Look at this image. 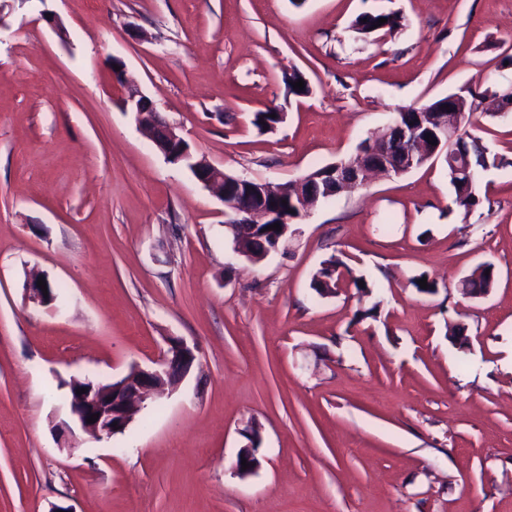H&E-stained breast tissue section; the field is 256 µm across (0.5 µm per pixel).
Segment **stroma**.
Listing matches in <instances>:
<instances>
[{"label": "stroma", "instance_id": "1", "mask_svg": "<svg viewBox=\"0 0 512 512\" xmlns=\"http://www.w3.org/2000/svg\"><path fill=\"white\" fill-rule=\"evenodd\" d=\"M381 11L405 28L351 29ZM118 63L196 155L282 184L399 108L512 86V0H0V512H512V113L472 116L495 163L468 219L426 165L233 262L223 201L140 130ZM268 108L285 120L262 132ZM332 255L369 293L312 289ZM483 262L495 287L463 295ZM33 271L52 304L29 301ZM171 337L197 361L121 440L72 425L67 382ZM380 18L387 19L386 23H383L377 28V21ZM363 19H367V22H363ZM406 26L405 18L398 12H376V13H362L358 15L352 22L350 27L357 33L368 36L376 33H383V35H394L401 31ZM289 233V231H288ZM288 233L287 231H284L280 236H274L275 243L273 247L268 248L263 241L261 243L264 246V250L260 255H254L251 252L245 250L240 245H238L236 242H233V248H232V254L231 259L237 260L239 258H244L250 262H256L264 259L272 252H278L280 247L288 240ZM268 248V249H267Z\"/></svg>", "mask_w": 512, "mask_h": 512}]
</instances>
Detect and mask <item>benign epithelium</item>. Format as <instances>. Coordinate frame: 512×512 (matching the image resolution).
I'll return each mask as SVG.
<instances>
[{"instance_id":"1","label":"benign epithelium","mask_w":512,"mask_h":512,"mask_svg":"<svg viewBox=\"0 0 512 512\" xmlns=\"http://www.w3.org/2000/svg\"><path fill=\"white\" fill-rule=\"evenodd\" d=\"M117 78L125 89V104L130 106L137 123L150 130L155 146L165 159L185 166L204 187L216 191L224 202L226 215L229 216L225 227L231 232H236L239 224H262L275 216L279 217V223H289L287 213L283 212L278 216L275 207L271 206L273 197L288 190L301 200L302 206L298 207L301 213L333 194V190L328 187L323 196L318 193L307 195L302 192L304 181L301 179L289 187H273L267 181L244 176L236 177L237 193H229L225 188L226 172L205 158L196 156L189 149L176 153V146L184 142L177 128L159 118L153 101L143 95L134 82L126 78L125 69L117 72ZM473 111L475 107L466 105L456 95H450L440 102L439 111L432 117L437 141L451 146L447 161L455 177L465 176L470 179L473 176L465 152L454 145L468 119V113ZM425 154L424 144L410 137L400 117L396 115L383 126L376 137L365 144V151L332 168L327 176L332 184L339 182L346 189H355L364 185L372 174L389 176L407 173ZM287 240L288 233L284 232L275 237L273 247L264 249L259 255H254L235 243L231 259L260 261L270 253L279 251ZM196 352L195 345L190 346L179 338L169 339L167 351L154 362V366L142 367L135 364L122 378L108 384H93L86 392L74 395L70 403L72 416L91 439L102 441L109 438L113 431L128 428L138 408L151 394L160 392L167 386H174L185 377L196 360ZM92 414L98 415V419L89 423L87 418ZM245 438L248 439V444L240 448L237 458L246 459L249 468L244 470L241 462H236L237 472L241 475L258 468V463L254 461L252 432H247Z\"/></svg>"}]
</instances>
